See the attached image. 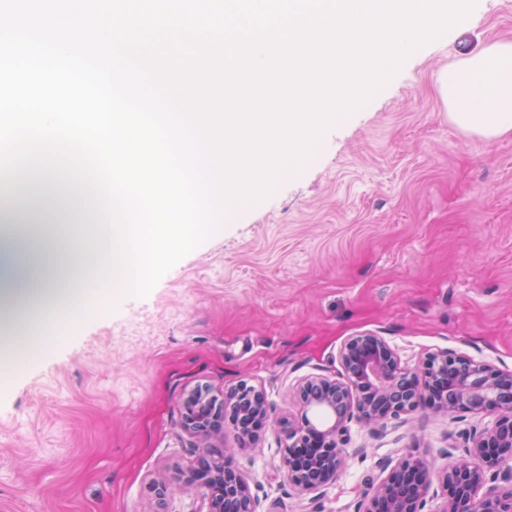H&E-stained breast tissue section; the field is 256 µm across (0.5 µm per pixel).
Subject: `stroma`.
Returning a JSON list of instances; mask_svg holds the SVG:
<instances>
[{
  "instance_id": "obj_1",
  "label": "stroma",
  "mask_w": 512,
  "mask_h": 512,
  "mask_svg": "<svg viewBox=\"0 0 512 512\" xmlns=\"http://www.w3.org/2000/svg\"><path fill=\"white\" fill-rule=\"evenodd\" d=\"M496 42H512V0H476L147 294L112 293L105 313L11 367L0 512H206L195 490L159 500L148 484L197 466L186 395L242 379L278 423L233 460L261 512H354L378 460L409 449L446 464L486 415L424 405L381 429L351 422L349 465L316 498L288 482L282 429L296 382L335 374L355 334L385 337L410 368L447 349L512 371V135L459 128L438 91L441 71Z\"/></svg>"
}]
</instances>
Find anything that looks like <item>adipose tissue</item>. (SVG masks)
<instances>
[{"instance_id": "1", "label": "adipose tissue", "mask_w": 512, "mask_h": 512, "mask_svg": "<svg viewBox=\"0 0 512 512\" xmlns=\"http://www.w3.org/2000/svg\"><path fill=\"white\" fill-rule=\"evenodd\" d=\"M440 90L454 122L486 139L512 133V43L488 45L462 69L440 74ZM92 234L73 224H19L0 213V320L22 330L29 307L58 299L64 283L81 284L56 272V263L79 259L91 271Z\"/></svg>"}]
</instances>
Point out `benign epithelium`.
I'll return each instance as SVG.
<instances>
[{"label":"benign epithelium","instance_id":"1","mask_svg":"<svg viewBox=\"0 0 512 512\" xmlns=\"http://www.w3.org/2000/svg\"><path fill=\"white\" fill-rule=\"evenodd\" d=\"M339 376L317 374L296 386L300 417L288 426L283 446L288 481L302 495L320 494L347 464L344 442L354 420L383 426L422 405L438 413L488 414L492 420L466 437L463 455L434 474L428 462L409 453L362 492L356 512H512V372L453 351L427 354L414 371L402 367L397 349L384 337L360 333L337 351ZM239 431L238 447L209 456L183 483L199 491L207 512H259L247 478L232 464L256 444L268 426L264 395L240 381L221 398L207 388L184 400L182 427L203 448L224 434V422ZM442 501L427 508L433 480Z\"/></svg>","mask_w":512,"mask_h":512}]
</instances>
